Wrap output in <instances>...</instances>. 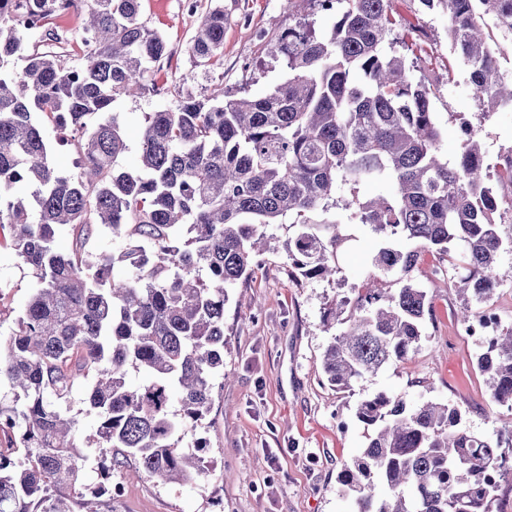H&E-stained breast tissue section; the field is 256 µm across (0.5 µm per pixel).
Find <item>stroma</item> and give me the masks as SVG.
<instances>
[{"mask_svg": "<svg viewBox=\"0 0 512 512\" xmlns=\"http://www.w3.org/2000/svg\"><path fill=\"white\" fill-rule=\"evenodd\" d=\"M142 0V18L165 38L170 53L154 70L159 94L122 98L116 108L136 132L144 113L172 105L177 91L197 98L221 89L238 96L267 92L285 77L277 48L281 31L313 24L325 32L329 20L317 0ZM224 9V55L210 70L193 69L188 47L200 16ZM395 37L416 26L431 54L414 67V79L432 81L433 109L440 147L456 158L467 129L478 132L485 161L501 170L512 158V109L484 113L466 68L448 43V19L424 13L419 0H393ZM443 82H435V74ZM274 250L262 256L253 275L230 289L224 310L223 385L214 388V406L202 425L187 428L186 446L206 438L197 454L204 475L186 485H162L149 477L124 480L112 512H348L336 476L368 442L355 417L357 403L383 391L413 403L436 399L458 406L470 431L497 437L512 426V412L493 404L486 378L477 368L484 343L460 335L463 302L456 275L436 276L424 254L416 273L433 303L416 350L388 365L352 390L330 386L321 359L330 334L323 324L332 300L350 294L366 276L379 244L368 227H347L351 239L340 254L336 280L295 281L288 274L278 226H270ZM31 294L29 277L11 250L0 247V337H7Z\"/></svg>", "mask_w": 512, "mask_h": 512, "instance_id": "obj_1", "label": "stroma"}]
</instances>
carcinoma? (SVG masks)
Wrapping results in <instances>:
<instances>
[{
  "instance_id": "obj_1",
  "label": "carcinoma",
  "mask_w": 512,
  "mask_h": 512,
  "mask_svg": "<svg viewBox=\"0 0 512 512\" xmlns=\"http://www.w3.org/2000/svg\"><path fill=\"white\" fill-rule=\"evenodd\" d=\"M141 2L85 0L74 59L49 20L77 0H0V231L32 283L0 344L9 388L0 431L12 438L11 453L0 452V512H101L112 472L132 464L163 484L199 474L182 432L212 408L228 289L259 266L270 225L287 231L291 274L305 280L340 273L345 226L365 224L380 241L355 297L328 309L326 327L343 329L322 370L339 389L417 348L433 313L414 276L424 253L461 269L458 291L483 302L512 243L494 222L502 200L477 135L456 160L440 155L431 88L411 79L393 47V0H318L331 27L278 35L282 82L252 98L179 94L145 113L139 164L122 166L130 136L112 104L155 90L153 69L167 55ZM420 4L447 15L452 49L487 111L512 107V74L497 68L500 44L486 33L491 17L512 43V0ZM34 34L43 49L30 48ZM223 51L219 7L201 17L189 55L206 70ZM48 125L69 134L78 174L52 162ZM381 184L385 194H368ZM106 234L126 248L101 249ZM477 367L492 402L512 411V327L487 342ZM132 372L140 384L129 383ZM80 385L97 416L89 433L71 407ZM356 417L372 435L337 474L354 512H490L507 472L502 440L471 432L457 406H409L379 391ZM84 448L109 461L93 487Z\"/></svg>"
}]
</instances>
